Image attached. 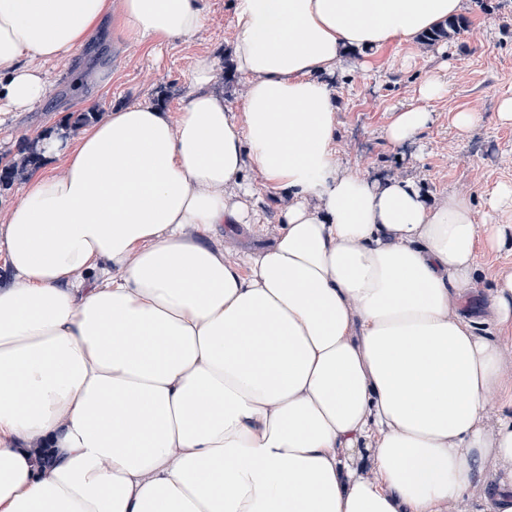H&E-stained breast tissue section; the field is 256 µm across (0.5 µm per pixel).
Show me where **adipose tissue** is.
I'll list each match as a JSON object with an SVG mask.
<instances>
[{
	"instance_id": "1",
	"label": "adipose tissue",
	"mask_w": 512,
	"mask_h": 512,
	"mask_svg": "<svg viewBox=\"0 0 512 512\" xmlns=\"http://www.w3.org/2000/svg\"><path fill=\"white\" fill-rule=\"evenodd\" d=\"M238 106L195 58L179 114L120 106L41 135L64 172L24 185L0 228V512H512V270L479 316L468 197L374 183L336 149L331 77L410 44L465 0H231ZM133 39L199 32L205 0H123ZM112 0H0V112L43 105ZM433 121L396 111L391 145ZM257 169L261 184L245 180ZM288 207L273 245L229 258L221 224ZM494 324L499 337L480 335Z\"/></svg>"
}]
</instances>
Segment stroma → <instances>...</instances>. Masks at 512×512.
<instances>
[{
    "label": "stroma",
    "instance_id": "obj_1",
    "mask_svg": "<svg viewBox=\"0 0 512 512\" xmlns=\"http://www.w3.org/2000/svg\"><path fill=\"white\" fill-rule=\"evenodd\" d=\"M229 0H208V20L194 36L148 50L138 46L120 22L104 26L73 59L46 63L50 96L29 112L10 113L0 125V157L12 159L27 149L39 132L59 127L70 113L153 102L181 112L193 91L191 67L203 53L220 62L215 91L235 105L246 91L245 80L229 63L234 38ZM466 31L433 46L422 42L392 45L376 53L363 69L343 67L336 76L338 155L345 167L371 179L416 183L430 199L464 195L471 199L478 223H495L489 193L512 182V125L496 122L500 100L512 96V0H466ZM83 74L74 87L75 74ZM439 76L446 93L420 101L417 88L429 75ZM425 104L433 124L416 141L391 146L384 131L396 110ZM477 109L483 122L467 133L453 126L455 113ZM286 203L265 197L257 224H224L217 239L225 249L254 252L270 247L281 227ZM512 269V234L494 250L478 251L472 296L459 313L473 315L490 293L498 274Z\"/></svg>",
    "mask_w": 512,
    "mask_h": 512
}]
</instances>
